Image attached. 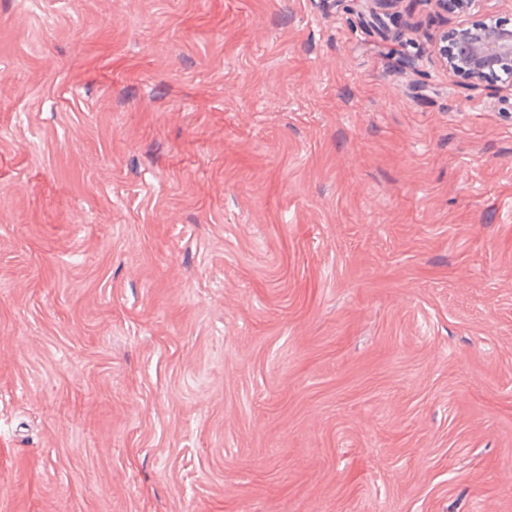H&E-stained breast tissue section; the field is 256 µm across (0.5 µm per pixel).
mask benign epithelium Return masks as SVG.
I'll return each mask as SVG.
<instances>
[{"label":"benign epithelium","mask_w":512,"mask_h":512,"mask_svg":"<svg viewBox=\"0 0 512 512\" xmlns=\"http://www.w3.org/2000/svg\"><path fill=\"white\" fill-rule=\"evenodd\" d=\"M439 54L448 70L478 84L490 72L512 69V26L489 19L465 27L456 34L454 49L445 45Z\"/></svg>","instance_id":"obj_1"}]
</instances>
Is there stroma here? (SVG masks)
<instances>
[{"mask_svg": "<svg viewBox=\"0 0 512 512\" xmlns=\"http://www.w3.org/2000/svg\"><path fill=\"white\" fill-rule=\"evenodd\" d=\"M0 0V512H512V0ZM439 49L440 57L453 73L464 74L480 83L488 73L512 69V27L488 19L476 26L462 28L455 37L454 49L448 56V44Z\"/></svg>", "mask_w": 512, "mask_h": 512, "instance_id": "stroma-1", "label": "stroma"}]
</instances>
